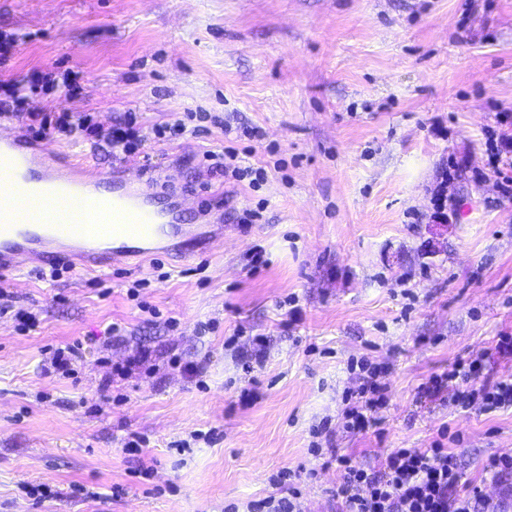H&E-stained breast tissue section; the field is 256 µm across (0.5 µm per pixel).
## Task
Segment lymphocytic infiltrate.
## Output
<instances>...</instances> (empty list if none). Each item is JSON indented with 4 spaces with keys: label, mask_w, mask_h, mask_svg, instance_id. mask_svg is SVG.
<instances>
[{
    "label": "lymphocytic infiltrate",
    "mask_w": 512,
    "mask_h": 512,
    "mask_svg": "<svg viewBox=\"0 0 512 512\" xmlns=\"http://www.w3.org/2000/svg\"><path fill=\"white\" fill-rule=\"evenodd\" d=\"M54 78L35 73L19 79L0 81V120L14 121L33 139L47 137L85 139L108 155H131L145 136L132 113L110 126L98 123L93 113L37 112L28 101ZM487 166L498 179L501 200L512 202V134L488 131ZM359 384L347 391L342 429L358 433L375 426V414L388 403L382 369L369 359L357 360ZM482 357L458 361L447 373L435 375L422 385L425 398L438 399L452 391L456 406H479L488 414L512 409V380L488 382L480 379ZM331 460L343 472L336 491L343 512H489V501L479 486L467 482L461 468L442 441L428 448H395L378 464L357 466L347 454L331 453ZM274 491L251 502L249 512H304L297 474L284 470L273 478Z\"/></svg>",
    "instance_id": "f902f5d3"
}]
</instances>
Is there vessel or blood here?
<instances>
[{
	"label": "vessel or blood",
	"mask_w": 512,
	"mask_h": 512,
	"mask_svg": "<svg viewBox=\"0 0 512 512\" xmlns=\"http://www.w3.org/2000/svg\"><path fill=\"white\" fill-rule=\"evenodd\" d=\"M57 153L48 144L31 149L13 129L0 131V175L15 189L33 167H42L40 194L51 198L84 194L89 198L78 224H41L31 229L0 209V271L28 263L81 265L99 271L130 255L149 257L166 250L175 238L184 245L202 240L199 228L162 222L152 199L166 183L138 182L123 172H98L82 164L53 167Z\"/></svg>",
	"instance_id": "b4317fda"
}]
</instances>
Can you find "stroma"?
<instances>
[{
	"instance_id": "obj_1",
	"label": "stroma",
	"mask_w": 512,
	"mask_h": 512,
	"mask_svg": "<svg viewBox=\"0 0 512 512\" xmlns=\"http://www.w3.org/2000/svg\"><path fill=\"white\" fill-rule=\"evenodd\" d=\"M15 32L27 40L0 80L43 69L85 87L30 109L106 126L130 111L147 129L191 115L198 136L142 148L185 189L181 223L223 199L262 219L224 220L223 241L187 256L0 284L39 318L26 332L0 316V512H244L284 469L313 472L307 512H338L341 472L311 450L323 421L365 466L459 433L448 450L466 478L512 512V476L484 472L512 456V411L419 392L479 353L486 379H512L496 352L512 333V202L492 174L449 183L447 223L431 201L452 164L485 169L486 132L512 115V0H0V35ZM230 110L257 132L239 159L265 170L259 186L204 170L225 145L210 118ZM258 248L269 264L255 270ZM76 342L71 375H43L46 350ZM142 346L151 360L125 372ZM361 357L386 366L388 404L352 435ZM197 430L218 437L177 453ZM136 435L139 457L124 450ZM28 484L49 497L33 503Z\"/></svg>"
}]
</instances>
